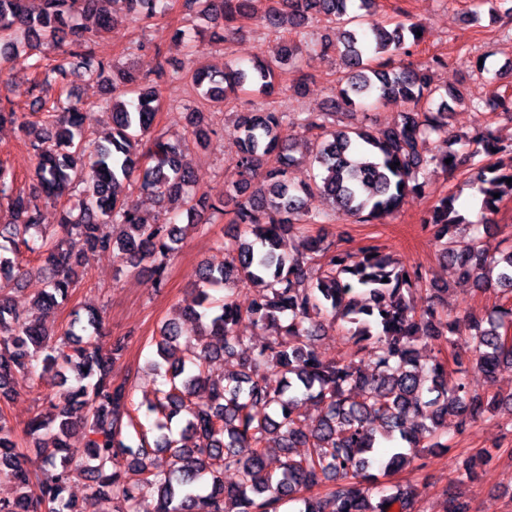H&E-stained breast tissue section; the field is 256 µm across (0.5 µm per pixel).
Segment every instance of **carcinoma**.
<instances>
[{
	"label": "carcinoma",
	"instance_id": "1",
	"mask_svg": "<svg viewBox=\"0 0 512 512\" xmlns=\"http://www.w3.org/2000/svg\"><path fill=\"white\" fill-rule=\"evenodd\" d=\"M107 2L0 0V66L20 50L57 44L70 33L68 57L88 79L109 88L105 103L112 105V136L89 158L82 135L86 114L72 93L60 91L50 107L42 96L54 76H65L63 63L47 69L43 56L35 59L27 89L32 112L18 111L7 95L0 102V127L22 132L37 159L32 192L68 202L57 229L48 230L14 172L0 164V199L11 211V225L0 231V398L11 399L17 376L36 357L50 380L68 369L76 381L59 384L48 399L49 411L27 424L29 436L45 437L53 448L38 464L20 451L14 428L0 415V481L13 489V495L0 496V512H95L103 497L112 499L114 512H137L140 499L153 494L159 512H287L291 504L295 512H420L412 486H389L384 478L420 458L423 448H449L448 440L487 415L507 412L512 426V393L472 392L459 352L451 382L446 358L437 355L430 365L421 364V344L453 348L460 335L459 321L437 307L448 287L427 286L421 266L377 245L341 247L325 230L312 235L306 226L330 224L338 214L361 224L376 221L398 211L407 195H425L429 166L452 172L462 163L488 223L502 198L512 197V183H506L512 167L491 159L506 151L512 155V144L487 129L450 132L448 112L462 93L435 103L438 89L430 71L444 64L442 58L393 68L371 65L380 54H410V44L419 42L416 25L389 28L373 19L375 0H282V9L262 16L266 27L287 34L312 20L342 27L338 41L319 44L321 53L338 55L347 69L335 102L351 110L398 102L402 109L392 124L372 130H336L334 112L245 110L237 117L234 176L219 207L192 190L195 171L166 132L154 127L159 96L153 81L122 69L105 76L90 37L74 24L85 16L93 19L95 32L112 31ZM258 2L186 5L212 28V41L221 42L236 18L257 14ZM128 3L140 19L169 8L168 0ZM284 70L294 76V95H303L309 75L294 39L249 65L193 70L188 78L200 107L191 112L192 133L205 140L217 132L213 113L239 89L275 93ZM469 101L512 112V93L499 91L491 80L484 94ZM290 123L315 136L312 153L321 173L312 184L297 186L290 178L298 163L285 145ZM457 144L460 149H451ZM315 191L331 200L330 211L305 210L303 196ZM135 192L160 207L177 204L193 223L219 212L245 233L224 244L219 264L196 271L197 308L186 313L196 324L195 340L180 343L183 333L175 320L161 326L152 364L159 380L153 399L139 404L129 380L114 375L129 337L113 338L106 355L96 310L85 318L73 310L60 331L35 315L68 300L89 255L98 251L148 271L157 287L164 286L183 229L166 221L143 223L138 203L130 200ZM465 223L452 195L438 199L423 220L460 279L502 293L504 302L468 317L465 337L469 361L493 378L512 369V249L498 257L479 235L458 236ZM287 238L294 245L284 252ZM22 247L37 256L45 283L28 310L16 308L11 288L24 275L18 262ZM241 286L253 291L245 308L234 299ZM425 286L429 296L417 311L414 294ZM244 318L262 329L274 326L279 335L254 348L237 332ZM327 322L344 330L349 345L337 359H322L314 345ZM214 358L235 363L231 376L212 379ZM200 391L206 398L197 401ZM303 399L316 406L315 417L300 412ZM450 415L454 429L445 431L441 424ZM79 433L91 485L78 504L65 493L77 470L69 442ZM294 448L306 453L295 455ZM273 454L280 457L275 469L268 463ZM493 458L485 450L466 459L457 483L475 480L476 468ZM230 471L237 481L226 484L224 473ZM442 496L445 512H472L461 494L445 490Z\"/></svg>",
	"mask_w": 512,
	"mask_h": 512
}]
</instances>
